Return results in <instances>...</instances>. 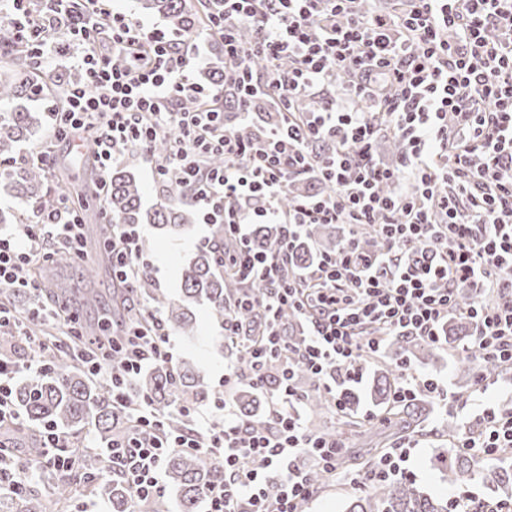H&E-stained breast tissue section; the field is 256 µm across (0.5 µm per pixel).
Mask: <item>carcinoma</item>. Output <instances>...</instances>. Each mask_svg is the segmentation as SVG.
<instances>
[{
	"instance_id": "1",
	"label": "carcinoma",
	"mask_w": 512,
	"mask_h": 512,
	"mask_svg": "<svg viewBox=\"0 0 512 512\" xmlns=\"http://www.w3.org/2000/svg\"><path fill=\"white\" fill-rule=\"evenodd\" d=\"M142 8L164 17L178 31H199L203 19L209 17L207 0H141ZM16 43L14 28L0 23V58L6 59L0 70V156H10L16 145L26 139L38 127V119L23 101L36 98V89L42 76L24 53L12 49ZM217 65L204 73L217 84H224V45L214 43ZM3 187L15 192L29 204L50 205L55 198L47 190L46 169L36 161L12 170L4 177ZM164 202L146 210L141 201L139 182L129 171L115 167L110 173V189L106 196L108 212L117 224H155L172 233L188 232L195 218L194 202L179 176L171 173L162 182ZM281 229L276 224H254L248 239V247L254 251L271 250L280 238ZM341 242L336 240V227L332 224H313L307 227L293 247V262L298 267L312 264L320 252H336ZM182 296L172 300L155 288L152 273L139 274L135 292L149 303L145 310L135 313L136 321L145 328L152 327L155 313L161 312L166 328L180 336L196 333L194 306L205 304L216 322L224 323V315L232 313L243 331L256 338L262 330V309L234 306V298L242 289L255 297L263 296L269 285L262 280L241 282L231 269H224V225L214 226L210 245L198 248L194 257L182 268ZM40 287L46 296L67 298L66 284L55 274L40 276ZM393 345L431 355L428 343L420 339L396 337ZM238 370L251 371L252 358L249 350L230 342ZM29 357L41 364L39 372L13 385L11 400L20 415L12 426L10 444L22 449L25 462L34 464L45 455L39 433L54 428L63 436L62 447L55 453L73 463L74 469L62 475L49 468L42 472L51 476L53 484L48 493L28 487L21 497L20 512H60L58 505L69 500L73 485L85 476H95L94 487L108 500L111 512H134L137 504L130 491L119 480L112 478V462L100 456L93 448L81 447L74 442V435L85 429L93 431L97 442H112V435L130 425V410L112 405V384L108 378H90L82 368L70 339L65 336L47 339L30 346ZM396 369L389 368L376 376L370 391L372 401L382 413L386 432L378 437L406 433L421 426L430 413V403L417 398L399 402L393 398ZM138 395L152 399L162 415L167 429L180 431L185 419L177 413L183 405L202 406L212 401L213 394L186 366L174 369L166 364L152 368L146 376ZM240 415L249 422L260 420L257 408L259 397L248 390L235 396ZM311 428L325 435L333 432L321 424L326 411L325 397L316 385H311L306 398ZM512 448L499 452L503 465L483 474V480L492 484L494 491L505 500H512V465L506 464ZM443 481L456 485L477 471V460L456 448H437L431 459ZM167 477L180 496L181 512H197L210 485L218 476L217 466L210 459L189 451L174 449L167 459ZM346 512H448V498L438 496L421 487L413 479H389L373 485L348 503Z\"/></svg>"
}]
</instances>
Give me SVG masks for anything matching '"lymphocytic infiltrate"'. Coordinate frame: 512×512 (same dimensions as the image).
<instances>
[{
  "label": "lymphocytic infiltrate",
  "mask_w": 512,
  "mask_h": 512,
  "mask_svg": "<svg viewBox=\"0 0 512 512\" xmlns=\"http://www.w3.org/2000/svg\"><path fill=\"white\" fill-rule=\"evenodd\" d=\"M9 14L19 44L35 60L44 56L46 29L63 31L84 47L80 83L68 89L65 107L51 109L54 139L90 134L97 198L108 192L115 163L137 158L157 177L177 171L191 188L203 223L220 224L225 237L246 241L252 224H278L284 234L269 252L231 254L240 277L269 285L262 298L268 315L294 308L303 338L293 341L272 327L251 347L250 373L224 370L225 392L210 413L180 407L188 428L163 432L150 400H128V383L148 367L171 363L172 342L162 326H133L111 339L110 352L87 358L90 373L112 380L113 402L128 403L138 427L106 446L112 466L145 502L162 496L161 475L171 449L195 451L217 461L221 473L206 496V512H302L315 493L299 465L335 470L337 438L312 432L299 411L304 393L296 373L334 381L328 394L335 412L346 409L351 385L363 379L364 359L377 358L385 337H417L439 346L449 317L466 320L469 337L459 352L512 366V0H409L405 12L380 15L359 0H210L211 32L224 43V83L205 88L188 75L195 49L190 37L146 29L132 15L103 0H50L37 15L26 0H11ZM252 32L249 43L240 29ZM267 60L265 72L249 61ZM289 57L281 70V57ZM347 80L350 106L308 107L326 73ZM228 98L230 109L186 112L187 99ZM280 122L243 137L257 100ZM400 137L404 153L393 165L375 155L382 128ZM170 147L156 157L152 147ZM329 140L331 153L318 155ZM224 157L222 168L207 165ZM314 175L330 193L307 196L289 210L279 198L295 179ZM382 184L392 194L379 193ZM345 224L351 229L340 254L324 256L286 277L291 246L306 226ZM377 225L385 243L370 254L355 231ZM84 224L66 198L35 208L32 219L0 237V286L35 296L34 265L65 253L85 257ZM112 280L133 289L147 268L137 225L125 224L109 243ZM476 292L467 306L458 285ZM393 397L423 394L447 403L448 390L398 363ZM247 383L269 404L263 426L243 422L231 389ZM456 445L483 458L512 447V411L480 404L473 427ZM410 451L398 445L371 469L350 475L366 489L388 478H407ZM278 482L279 492L266 487Z\"/></svg>",
  "instance_id": "1"
}]
</instances>
